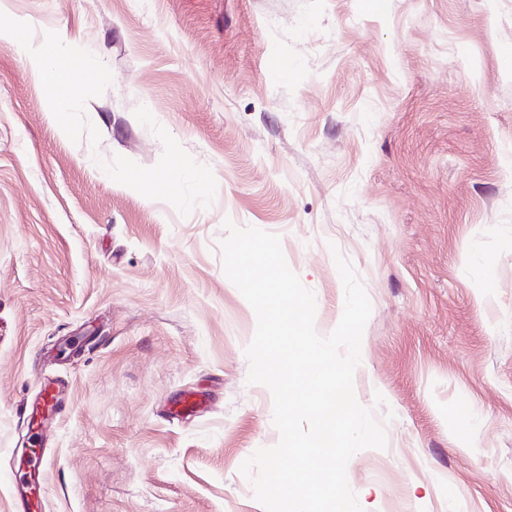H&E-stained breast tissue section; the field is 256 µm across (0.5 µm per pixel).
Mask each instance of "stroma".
<instances>
[{"instance_id":"obj_1","label":"stroma","mask_w":512,"mask_h":512,"mask_svg":"<svg viewBox=\"0 0 512 512\" xmlns=\"http://www.w3.org/2000/svg\"><path fill=\"white\" fill-rule=\"evenodd\" d=\"M112 72L73 142L0 41V512L40 389L47 512H264L241 464L278 443L247 381L254 310L224 221L278 234L329 335L334 257L371 303L356 452L363 512H512V0H0ZM291 66L281 75L277 62ZM149 109L217 182L181 216L96 163L163 152ZM206 396L189 416L187 392Z\"/></svg>"}]
</instances>
